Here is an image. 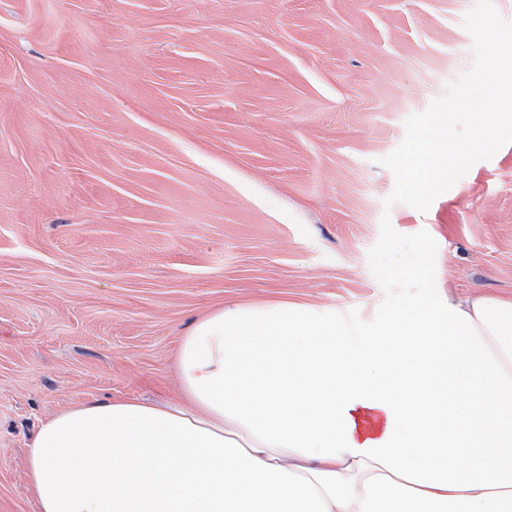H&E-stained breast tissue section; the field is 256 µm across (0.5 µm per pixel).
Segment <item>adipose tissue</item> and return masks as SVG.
Listing matches in <instances>:
<instances>
[{
  "label": "adipose tissue",
  "instance_id": "adipose-tissue-1",
  "mask_svg": "<svg viewBox=\"0 0 512 512\" xmlns=\"http://www.w3.org/2000/svg\"><path fill=\"white\" fill-rule=\"evenodd\" d=\"M176 363L175 403L40 421L37 512H512V296L405 297L365 333L333 308L223 307Z\"/></svg>",
  "mask_w": 512,
  "mask_h": 512
}]
</instances>
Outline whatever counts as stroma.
Wrapping results in <instances>:
<instances>
[{
  "label": "stroma",
  "instance_id": "stroma-1",
  "mask_svg": "<svg viewBox=\"0 0 512 512\" xmlns=\"http://www.w3.org/2000/svg\"><path fill=\"white\" fill-rule=\"evenodd\" d=\"M476 0H0V512L41 419L176 401L190 325L358 310L382 215L458 294L512 295V144L427 212L381 158L474 64Z\"/></svg>",
  "mask_w": 512,
  "mask_h": 512
}]
</instances>
